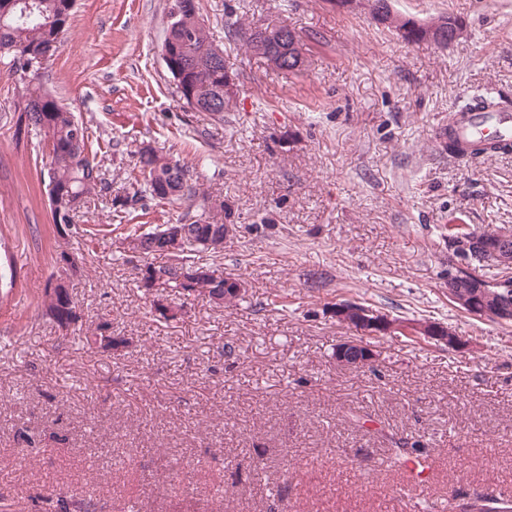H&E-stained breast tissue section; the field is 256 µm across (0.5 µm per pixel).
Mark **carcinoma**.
<instances>
[{
	"mask_svg": "<svg viewBox=\"0 0 512 512\" xmlns=\"http://www.w3.org/2000/svg\"><path fill=\"white\" fill-rule=\"evenodd\" d=\"M42 2V9L26 14L19 11L5 22L7 29L0 32V56L10 58L12 65L31 74L16 122V134L34 131L48 149V162L40 174L47 181L52 221L59 229L71 226L72 217L87 198L108 196L111 183L103 177L95 158L90 156L87 127L39 84V70L58 50L74 8V0ZM197 14L198 6L194 5L177 19L174 36L179 51L166 69L185 104L194 103L197 111L220 117L223 112L231 111L234 100L224 99L226 65L211 59L208 49L213 41L208 27L197 20ZM243 40L249 52L264 60L269 56H282L276 42H268L264 54L260 55L253 39L245 36ZM446 138L444 148L453 155L472 157L485 152L481 144L459 141L451 130ZM203 178L196 165L177 161L163 163L157 154L141 148L136 152V162L127 176L132 193L121 200H111V209L113 216L121 220L145 208L149 202L172 206L184 204L201 209L198 218L186 225L188 236L181 254L165 263L147 261L151 256L165 254L164 243L156 230L140 233L146 261L138 267L137 275L141 287L147 292L151 278L156 276L175 296L190 290L196 298L213 303L220 299L223 305L233 307L243 297L236 291L238 278L230 274L217 276L212 270L201 271L189 281L183 273L184 267L198 264L196 253L209 249L208 242L224 238V203L211 201L203 189ZM43 305L46 315L62 329H68L79 319L66 284L58 287L48 282ZM83 343L90 349L115 354L125 347L126 340L112 336L109 322L98 321L85 330ZM42 504L43 512H98V505L92 498L78 501L56 494L45 497Z\"/></svg>",
	"mask_w": 512,
	"mask_h": 512,
	"instance_id": "cac0c4a2",
	"label": "carcinoma"
}]
</instances>
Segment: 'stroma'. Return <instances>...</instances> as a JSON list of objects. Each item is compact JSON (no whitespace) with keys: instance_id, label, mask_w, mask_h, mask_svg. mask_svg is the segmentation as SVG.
<instances>
[{"instance_id":"stroma-1","label":"stroma","mask_w":512,"mask_h":512,"mask_svg":"<svg viewBox=\"0 0 512 512\" xmlns=\"http://www.w3.org/2000/svg\"><path fill=\"white\" fill-rule=\"evenodd\" d=\"M235 79L218 118L179 99L161 59L170 0H77L40 82L88 128L112 193L133 153L205 163L206 187L239 232L200 263L245 282L225 308L188 300L160 319L143 259L109 234L91 198L66 233L51 219L35 135H16L25 84L0 59V505L96 498L101 512H448L457 496L512 498V323L448 299V235L512 228V150L486 160L444 148L453 111L512 100V0H391L421 22L451 16L448 47L407 44L366 5L196 0ZM284 22L305 62L252 56L227 24ZM85 257L64 272L61 253ZM66 276L83 324L107 318L118 358L83 347L40 306ZM448 326L369 337L373 368L341 367L356 331L337 303ZM421 440L415 492L390 437Z\"/></svg>"}]
</instances>
